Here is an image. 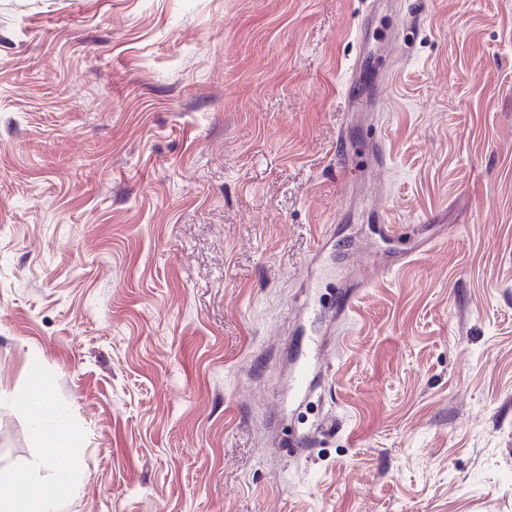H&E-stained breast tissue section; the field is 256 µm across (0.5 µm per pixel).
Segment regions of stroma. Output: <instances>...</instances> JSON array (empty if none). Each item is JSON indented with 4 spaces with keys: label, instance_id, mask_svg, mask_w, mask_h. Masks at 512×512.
<instances>
[{
    "label": "stroma",
    "instance_id": "35a3bbf8",
    "mask_svg": "<svg viewBox=\"0 0 512 512\" xmlns=\"http://www.w3.org/2000/svg\"><path fill=\"white\" fill-rule=\"evenodd\" d=\"M61 470L58 512H512V0H0V479ZM66 428H60L55 432L39 431L41 447L44 448L43 461L51 464L71 443V437L66 435Z\"/></svg>",
    "mask_w": 512,
    "mask_h": 512
}]
</instances>
